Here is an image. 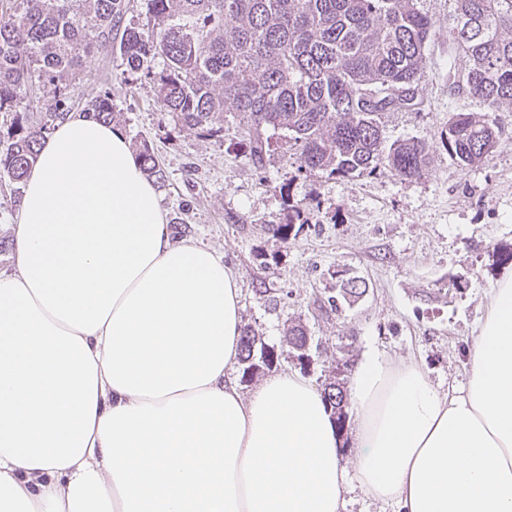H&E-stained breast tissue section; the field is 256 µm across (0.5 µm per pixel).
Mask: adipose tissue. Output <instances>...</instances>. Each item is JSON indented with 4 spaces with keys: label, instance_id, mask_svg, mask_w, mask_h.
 I'll return each instance as SVG.
<instances>
[{
    "label": "adipose tissue",
    "instance_id": "obj_1",
    "mask_svg": "<svg viewBox=\"0 0 512 512\" xmlns=\"http://www.w3.org/2000/svg\"><path fill=\"white\" fill-rule=\"evenodd\" d=\"M23 194L0 273V512H341L353 480L401 512H512V275L462 391L365 355L350 470L309 382H234L239 282L172 241L124 130L70 114Z\"/></svg>",
    "mask_w": 512,
    "mask_h": 512
}]
</instances>
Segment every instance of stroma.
Returning a JSON list of instances; mask_svg holds the SVG:
<instances>
[{
	"label": "stroma",
	"instance_id": "obj_1",
	"mask_svg": "<svg viewBox=\"0 0 512 512\" xmlns=\"http://www.w3.org/2000/svg\"><path fill=\"white\" fill-rule=\"evenodd\" d=\"M436 23L430 65L419 85L424 111L386 113L387 140H435L455 112H479L476 98L448 92V52L455 0H419ZM125 71L118 55L93 53L79 61L70 89L73 111L103 93L112 96L131 146L147 143L166 178L156 187L167 220L210 247L236 274L242 289L241 325L267 346H281L288 325L307 327L316 346L305 362L282 358L270 372H296L322 388L338 360L358 363L364 352L417 364L435 389L464 385L469 353L492 288L512 274L500 256L512 250V106L496 120L498 147L472 169L436 155L418 180L390 169L332 179L297 170L287 139L271 138V155L255 167L242 143L235 113L224 131L205 136L174 122L158 103L154 73ZM301 205L303 227L274 243L266 224L287 221ZM365 281V294L332 307L343 280Z\"/></svg>",
	"mask_w": 512,
	"mask_h": 512
}]
</instances>
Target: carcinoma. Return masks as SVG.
<instances>
[{"label": "carcinoma", "mask_w": 512, "mask_h": 512, "mask_svg": "<svg viewBox=\"0 0 512 512\" xmlns=\"http://www.w3.org/2000/svg\"><path fill=\"white\" fill-rule=\"evenodd\" d=\"M147 23L130 17L133 0H9L0 17V175L20 193L40 148L68 114V90L80 54L111 50L130 71L161 59L156 97L181 125L215 136L234 112L256 165L270 152L266 130L288 133L298 171L338 178L389 168L402 180L423 176L437 148L462 169L479 166L502 135L495 112L512 105V0H456L448 26L453 50L466 59L448 67V91L482 100V112H457L437 144L408 138L386 144L382 116L421 111L418 86L429 63L435 22L419 0H145ZM39 92L44 112L27 109ZM87 111L112 123L110 94ZM142 172L165 177L147 145ZM300 217L268 222L279 243ZM366 284L342 283V297L358 298ZM305 326L287 327L283 344L309 359ZM279 360L249 329L241 331V380ZM349 362L339 360L324 384L332 419L344 429Z\"/></svg>", "instance_id": "obj_1"}]
</instances>
